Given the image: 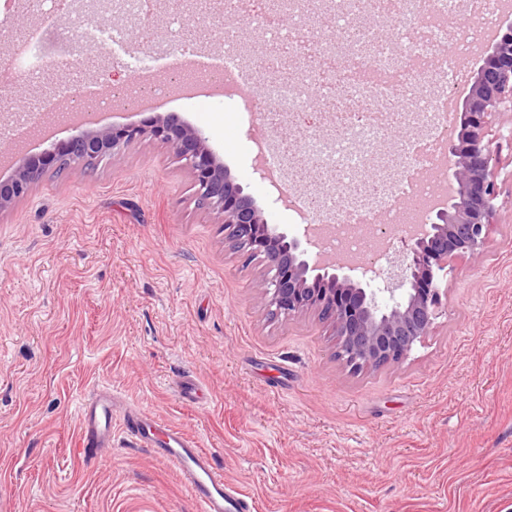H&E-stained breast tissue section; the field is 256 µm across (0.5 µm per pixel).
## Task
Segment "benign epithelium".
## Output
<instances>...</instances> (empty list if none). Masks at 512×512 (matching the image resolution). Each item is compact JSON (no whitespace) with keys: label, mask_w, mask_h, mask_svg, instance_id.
I'll return each instance as SVG.
<instances>
[{"label":"benign epithelium","mask_w":512,"mask_h":512,"mask_svg":"<svg viewBox=\"0 0 512 512\" xmlns=\"http://www.w3.org/2000/svg\"><path fill=\"white\" fill-rule=\"evenodd\" d=\"M484 54L464 99L460 131L446 142L455 193L429 214L419 233L407 235L398 266L392 261L383 270L374 264L346 265L317 250L309 230L302 240L288 237L243 194L205 133L172 115L143 125L90 129L58 149L55 170L75 164L91 169L143 139L161 143L191 172L196 202L224 225V240L243 262H260L255 288L271 315L316 314L336 337L337 356L347 367L378 370L407 359L431 334L442 305L440 280L450 273V260L461 254L484 258L489 229L498 223L502 145L491 135L495 117L512 112V24L497 29ZM45 173L28 158L19 160L15 177L0 184V211ZM375 279L384 287H369ZM379 293L389 294L392 304H379Z\"/></svg>","instance_id":"7a95c632"}]
</instances>
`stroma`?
<instances>
[{"instance_id":"35a3bbf8","label":"stroma","mask_w":512,"mask_h":512,"mask_svg":"<svg viewBox=\"0 0 512 512\" xmlns=\"http://www.w3.org/2000/svg\"><path fill=\"white\" fill-rule=\"evenodd\" d=\"M176 12L188 39L208 38L204 57L220 54L216 10L162 0L154 44H115L94 12L0 0V41L30 34L19 70L41 68L49 31L71 54L52 84L22 86L34 107L55 91L51 134L0 135V182L20 154L81 135L59 114L82 84L107 101L100 126L150 120L123 90L138 69L155 85L175 79L163 20ZM158 113L204 129L269 223L302 236V212L259 159L257 117L177 95ZM498 184L487 256L453 260L432 335L401 363L355 373L317 317L270 315L260 263L241 264L158 142L47 173L0 212V512H196L176 470L122 432L94 464L77 455L78 405L102 386L197 440L257 512H512V170ZM186 378L205 404L180 400Z\"/></svg>"}]
</instances>
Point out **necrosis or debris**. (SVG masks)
<instances>
[{
  "mask_svg": "<svg viewBox=\"0 0 512 512\" xmlns=\"http://www.w3.org/2000/svg\"><path fill=\"white\" fill-rule=\"evenodd\" d=\"M456 7L457 0H371L364 10L358 0H261L250 16L262 30L278 31L282 16L294 19L289 46L298 65L283 75L275 62L245 61L228 31L224 66L205 78L209 87L232 79L251 88L253 110L268 129L263 159L282 184H297L298 165L327 175L312 202L322 222L354 241L352 255H361V231L375 212L416 196L414 172L428 158L424 146L441 140L448 127L453 63L429 51L454 40L442 19ZM377 27L387 29V43L375 40ZM309 82L323 87L322 104L335 121L292 143L285 125L307 108L301 88ZM400 123L418 128L423 142H405L393 157L380 159L377 180L358 194L367 160L385 131Z\"/></svg>",
  "mask_w": 512,
  "mask_h": 512,
  "instance_id": "4bbe7bcc",
  "label": "necrosis or debris"
}]
</instances>
